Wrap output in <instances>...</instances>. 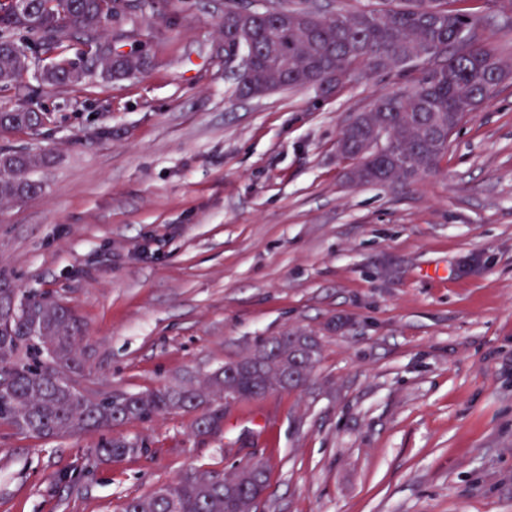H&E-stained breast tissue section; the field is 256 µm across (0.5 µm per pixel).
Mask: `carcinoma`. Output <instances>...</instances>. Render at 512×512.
<instances>
[{"mask_svg":"<svg viewBox=\"0 0 512 512\" xmlns=\"http://www.w3.org/2000/svg\"><path fill=\"white\" fill-rule=\"evenodd\" d=\"M459 0H398L392 7L339 11L313 18L309 6L278 4L240 22L224 0V66L241 97L281 89L340 86L358 69L407 71L429 64L409 89L378 96L357 114L337 141L339 158L351 162L355 185L412 182L434 170L448 154L451 136L512 73V60L479 43L481 18L457 7ZM25 14L14 0H0V89L32 75L41 85H77L96 77L124 78L142 72L135 52L101 56L84 52L75 61L40 67L70 40L89 43L112 28L119 0H30ZM40 113L26 107L0 112V130L40 135ZM53 162L51 150L35 146L0 149V203L36 196L42 186L31 174ZM85 328L68 306L47 292H21L0 277V426L52 439L86 430L109 431L131 421H150L175 410L195 412L200 435L224 432V387L237 399L265 388L292 387L306 378L318 350L309 337L292 334L264 340L254 353L228 362L199 385L184 383L146 393H118L82 386L77 344ZM131 440H106L97 454L135 453ZM259 461L230 478L191 470L153 492L125 501L123 512H253L267 485Z\"/></svg>","mask_w":512,"mask_h":512,"instance_id":"1","label":"carcinoma"}]
</instances>
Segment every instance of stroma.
I'll use <instances>...</instances> for the list:
<instances>
[{
    "label": "stroma",
    "instance_id": "35a3bbf8",
    "mask_svg": "<svg viewBox=\"0 0 512 512\" xmlns=\"http://www.w3.org/2000/svg\"><path fill=\"white\" fill-rule=\"evenodd\" d=\"M512 55V10L463 0ZM224 0L125 13L142 73L33 103L57 156L42 193L0 204V275L59 296L85 323L92 387L203 381L258 338L313 337L298 387L235 403L224 434L193 417L43 439L0 426V512H122L201 468L268 471L258 512H512V78L420 179L346 182L336 141L416 72L336 90L240 97L224 76ZM109 135L93 138L98 127ZM141 448L137 442L131 440H105L100 448H96L97 454L112 459L135 453Z\"/></svg>",
    "mask_w": 512,
    "mask_h": 512
}]
</instances>
